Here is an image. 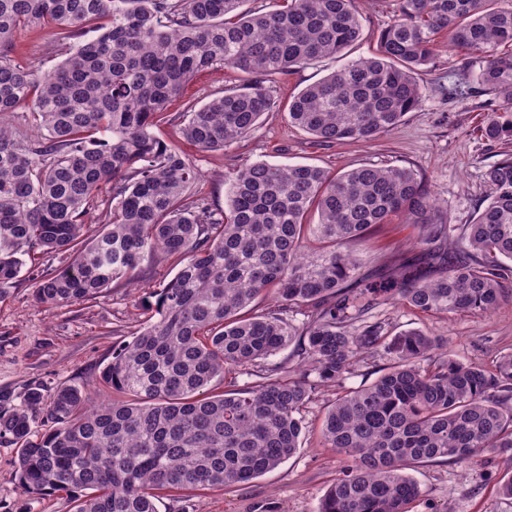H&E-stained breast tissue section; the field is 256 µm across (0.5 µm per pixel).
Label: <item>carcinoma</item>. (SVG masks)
Returning <instances> with one entry per match:
<instances>
[{
  "instance_id": "1",
  "label": "carcinoma",
  "mask_w": 512,
  "mask_h": 512,
  "mask_svg": "<svg viewBox=\"0 0 512 512\" xmlns=\"http://www.w3.org/2000/svg\"><path fill=\"white\" fill-rule=\"evenodd\" d=\"M243 2L0 0V300L25 267L33 304L58 308L97 299L147 254L180 264L112 349L106 396L0 390V445L17 449L23 495L64 494L74 512H157L163 496L247 483L297 452L303 410L324 387L336 398L321 446L344 466L319 512H414L413 465L466 468L481 449L512 460V353L464 363L422 330L390 335L375 313L388 300L426 314L497 309L512 272V155L486 169L488 204L459 228L417 171L394 164L334 174L256 161L213 207L193 191L199 168L154 129L181 120L199 152L239 143L277 107L272 84L362 33L355 0ZM399 4L376 51L305 87L289 123L321 143L391 132L421 105L418 75L435 68L443 32L481 54L477 71H448V95L495 94L482 136L511 144L512 51L501 47H512V0ZM30 28L73 52L50 73L14 62ZM221 67L242 83L168 112L195 75ZM398 216L419 226L420 252L362 282L356 246ZM51 255L69 263L52 268ZM293 343V364L267 363ZM363 355L389 364L345 386Z\"/></svg>"
}]
</instances>
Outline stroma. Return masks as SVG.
<instances>
[{"mask_svg": "<svg viewBox=\"0 0 512 512\" xmlns=\"http://www.w3.org/2000/svg\"><path fill=\"white\" fill-rule=\"evenodd\" d=\"M398 0H357L362 36L347 57L326 59L277 84L275 111L240 143L221 151L193 154L203 173L198 193L216 207L225 205L226 182L234 169L263 160L275 165H316L346 172L365 164L405 165L426 179L450 223H470L476 204L485 202V169L498 150L481 136L486 109L483 98L451 99L435 75L423 76L424 97L392 132L368 142L320 143L288 122V102L306 86L342 67L346 59L365 57L375 49L380 31L393 19ZM56 36L32 29L13 43L15 62L45 70L65 57ZM416 225L394 219L362 247L361 277L375 278L416 239ZM27 282L0 301V390L23 391L30 384L53 388L76 384L90 395L105 394L101 363L113 346L127 340L138 325L140 292L120 286L86 304L45 309L33 305ZM390 333L418 328L448 341L465 362L488 363L499 353H512V298L489 314L456 313L428 316L389 302L377 310ZM335 397L319 391L304 416L306 432L298 452L276 469L244 484L228 485L189 498L157 501V512H318L320 501L343 465L341 456L320 444L321 425ZM16 451L0 447V512H73L66 496L22 497L17 491ZM507 464L503 456L479 452L474 466L420 463L410 474L421 491L418 512H512V498L496 483Z\"/></svg>", "mask_w": 512, "mask_h": 512, "instance_id": "35a3bbf8", "label": "stroma"}]
</instances>
